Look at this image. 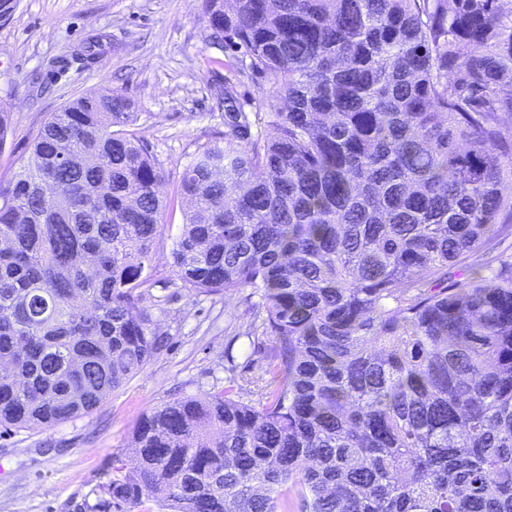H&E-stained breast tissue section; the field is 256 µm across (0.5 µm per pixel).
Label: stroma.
Here are the masks:
<instances>
[{
    "mask_svg": "<svg viewBox=\"0 0 512 512\" xmlns=\"http://www.w3.org/2000/svg\"><path fill=\"white\" fill-rule=\"evenodd\" d=\"M103 47L81 56L95 38ZM202 0H17L0 20V107L11 133L0 150V180L26 161L30 143L70 100L104 88L130 98L135 132L160 163L163 197L173 207L154 248V277L173 279L171 251L182 222L179 183L205 148L223 146L216 75ZM66 61L51 92L40 86L52 61ZM158 327L168 348L92 414L36 432L0 437V512H100L98 487L113 451L127 448L142 412L224 382L226 368L249 377L252 354L242 295L225 298L171 291Z\"/></svg>",
    "mask_w": 512,
    "mask_h": 512,
    "instance_id": "35a3bbf8",
    "label": "stroma"
}]
</instances>
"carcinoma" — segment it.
<instances>
[{"instance_id":"1","label":"carcinoma","mask_w":512,"mask_h":512,"mask_svg":"<svg viewBox=\"0 0 512 512\" xmlns=\"http://www.w3.org/2000/svg\"><path fill=\"white\" fill-rule=\"evenodd\" d=\"M224 146L185 168L190 293L249 291L261 373L142 413L116 512H512V10L203 0ZM268 86L246 109L244 80ZM78 97L0 181V431L96 410L166 346L163 173Z\"/></svg>"}]
</instances>
